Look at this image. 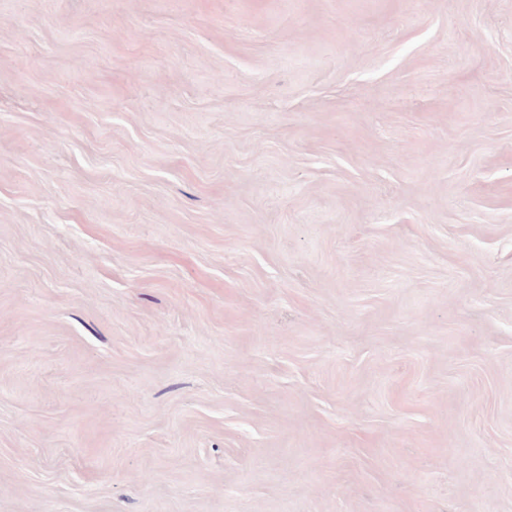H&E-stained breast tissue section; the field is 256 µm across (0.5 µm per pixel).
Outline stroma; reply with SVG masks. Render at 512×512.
<instances>
[{
  "label": "stroma",
  "instance_id": "35a3bbf8",
  "mask_svg": "<svg viewBox=\"0 0 512 512\" xmlns=\"http://www.w3.org/2000/svg\"><path fill=\"white\" fill-rule=\"evenodd\" d=\"M0 512H512V0H0Z\"/></svg>",
  "mask_w": 512,
  "mask_h": 512
}]
</instances>
